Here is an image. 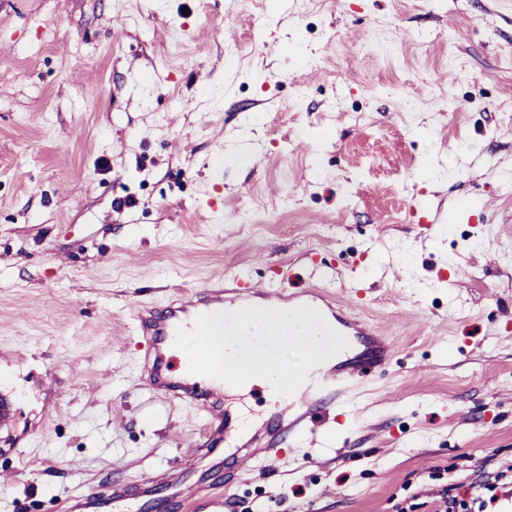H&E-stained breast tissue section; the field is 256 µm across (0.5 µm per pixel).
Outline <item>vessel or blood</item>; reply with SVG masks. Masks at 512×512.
Returning a JSON list of instances; mask_svg holds the SVG:
<instances>
[{"label":"vessel or blood","instance_id":"obj_1","mask_svg":"<svg viewBox=\"0 0 512 512\" xmlns=\"http://www.w3.org/2000/svg\"><path fill=\"white\" fill-rule=\"evenodd\" d=\"M280 287L266 281L248 279L238 273L226 280L207 281L192 289L178 291L165 309L138 305L134 312V331L146 348L137 380L141 386L162 393L170 399H179L195 406L201 417V429L195 441L192 459L172 472L150 477L142 485L143 492L161 486L173 490L182 512H224L228 492V480L215 479L214 474L231 463L238 474L253 470L255 465L268 459L270 450L265 445L268 433H276L280 440H288L298 425L313 429L321 425L329 415L331 405L343 401L355 385L370 374L372 368L384 365L387 352L370 358L363 364L354 365L346 371L336 369L311 370L306 382L288 397V406L298 411L297 419L284 421L282 414H273L264 429L256 431L245 443L232 445L228 432L235 421L225 406L228 385L226 382L205 376L194 381L171 380L168 376L170 360L168 353L175 347L178 329L192 328L196 318L203 314L218 313L224 307H242L259 301H273L293 308L318 306L327 322L346 328L364 343H380L377 326L352 317L346 310L348 298H337L324 286L308 285L292 291L286 282L292 281L289 269L278 272ZM209 457L210 469L199 470L198 459ZM130 499L124 483L115 482L107 496L91 492L77 497L63 512H95L101 502L119 506Z\"/></svg>","mask_w":512,"mask_h":512}]
</instances>
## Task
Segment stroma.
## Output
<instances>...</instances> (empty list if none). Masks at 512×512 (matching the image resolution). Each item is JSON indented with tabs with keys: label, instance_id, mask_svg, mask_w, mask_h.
<instances>
[{
	"label": "stroma",
	"instance_id": "obj_1",
	"mask_svg": "<svg viewBox=\"0 0 512 512\" xmlns=\"http://www.w3.org/2000/svg\"><path fill=\"white\" fill-rule=\"evenodd\" d=\"M2 69L0 512L191 451L136 304L308 261L393 355L237 512H512V0H0ZM482 488L485 490L482 496L471 497L469 500L457 496L442 497L436 512H485L487 499L489 503L497 499V487L494 484L485 483Z\"/></svg>",
	"mask_w": 512,
	"mask_h": 512
}]
</instances>
